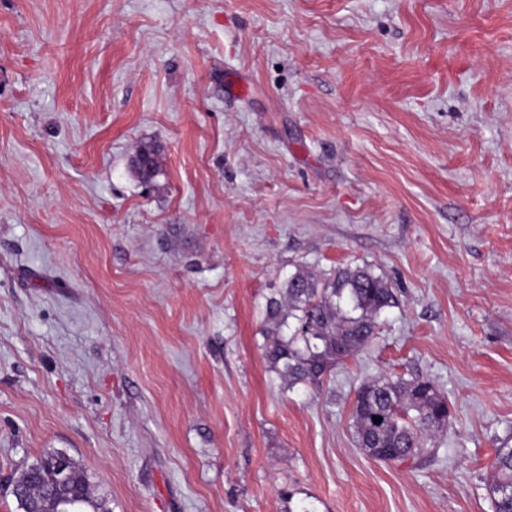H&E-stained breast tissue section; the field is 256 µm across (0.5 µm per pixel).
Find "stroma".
I'll return each mask as SVG.
<instances>
[{
	"label": "stroma",
	"instance_id": "stroma-1",
	"mask_svg": "<svg viewBox=\"0 0 512 512\" xmlns=\"http://www.w3.org/2000/svg\"><path fill=\"white\" fill-rule=\"evenodd\" d=\"M365 264L376 340L284 389L266 297ZM385 373L448 401L425 462L356 443ZM500 448L512 0H0V512L50 450L107 512H492Z\"/></svg>",
	"mask_w": 512,
	"mask_h": 512
}]
</instances>
